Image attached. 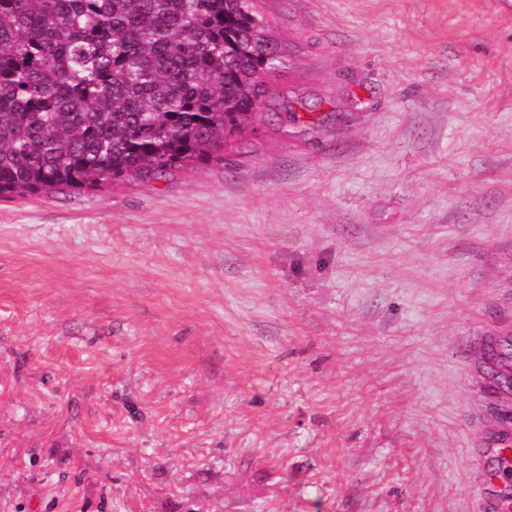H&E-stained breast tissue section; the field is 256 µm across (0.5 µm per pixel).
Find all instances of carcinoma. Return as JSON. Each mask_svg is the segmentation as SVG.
Masks as SVG:
<instances>
[{"label": "carcinoma", "mask_w": 512, "mask_h": 512, "mask_svg": "<svg viewBox=\"0 0 512 512\" xmlns=\"http://www.w3.org/2000/svg\"><path fill=\"white\" fill-rule=\"evenodd\" d=\"M283 48L257 0H0V196L150 181L256 116ZM512 415V338L487 345ZM495 474L512 477V448Z\"/></svg>", "instance_id": "obj_1"}]
</instances>
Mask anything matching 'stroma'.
<instances>
[{
	"instance_id": "stroma-1",
	"label": "stroma",
	"mask_w": 512,
	"mask_h": 512,
	"mask_svg": "<svg viewBox=\"0 0 512 512\" xmlns=\"http://www.w3.org/2000/svg\"><path fill=\"white\" fill-rule=\"evenodd\" d=\"M260 6L210 160L0 197V512H493L512 10Z\"/></svg>"
}]
</instances>
